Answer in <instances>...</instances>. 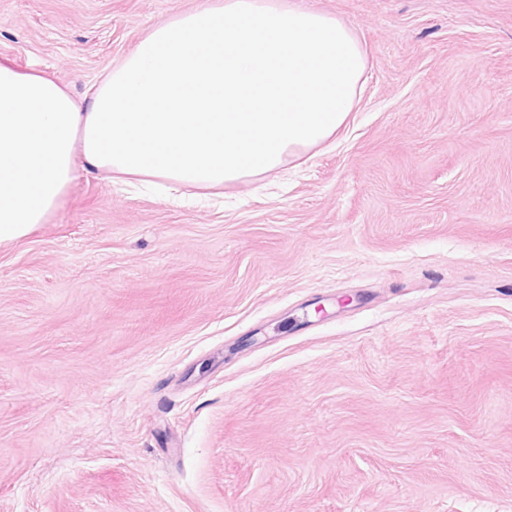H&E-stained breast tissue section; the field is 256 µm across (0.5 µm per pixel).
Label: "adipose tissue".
Returning <instances> with one entry per match:
<instances>
[{"label":"adipose tissue","instance_id":"ef3b65f1","mask_svg":"<svg viewBox=\"0 0 512 512\" xmlns=\"http://www.w3.org/2000/svg\"><path fill=\"white\" fill-rule=\"evenodd\" d=\"M367 55L338 18L293 0H224L176 15L87 96L0 65V244L46 223L78 171L215 187L330 141Z\"/></svg>","mask_w":512,"mask_h":512}]
</instances>
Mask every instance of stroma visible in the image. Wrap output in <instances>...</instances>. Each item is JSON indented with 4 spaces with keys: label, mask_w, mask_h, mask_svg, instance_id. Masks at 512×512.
<instances>
[{
    "label": "stroma",
    "mask_w": 512,
    "mask_h": 512,
    "mask_svg": "<svg viewBox=\"0 0 512 512\" xmlns=\"http://www.w3.org/2000/svg\"><path fill=\"white\" fill-rule=\"evenodd\" d=\"M209 0H0L82 96ZM335 147L178 206L79 174L0 246V512H512V0H298Z\"/></svg>",
    "instance_id": "1"
}]
</instances>
